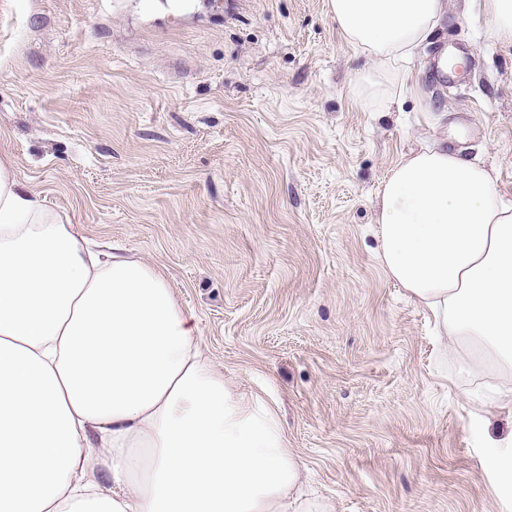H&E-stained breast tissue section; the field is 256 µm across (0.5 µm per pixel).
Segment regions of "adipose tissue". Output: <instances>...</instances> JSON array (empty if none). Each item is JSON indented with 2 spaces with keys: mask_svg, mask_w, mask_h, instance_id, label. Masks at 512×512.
Masks as SVG:
<instances>
[{
  "mask_svg": "<svg viewBox=\"0 0 512 512\" xmlns=\"http://www.w3.org/2000/svg\"><path fill=\"white\" fill-rule=\"evenodd\" d=\"M373 70L356 95L390 108L399 65L444 0H329ZM375 235L388 276L434 316L454 357L490 362L512 410V203L439 147L389 171ZM482 467L512 512V430L477 416ZM274 410L216 370L163 273L91 250L0 157V512H328Z\"/></svg>",
  "mask_w": 512,
  "mask_h": 512,
  "instance_id": "1",
  "label": "adipose tissue"
}]
</instances>
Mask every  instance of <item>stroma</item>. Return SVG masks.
Returning <instances> with one entry per match:
<instances>
[{
	"label": "stroma",
	"instance_id": "obj_1",
	"mask_svg": "<svg viewBox=\"0 0 512 512\" xmlns=\"http://www.w3.org/2000/svg\"><path fill=\"white\" fill-rule=\"evenodd\" d=\"M379 112L328 0H0V155L88 241L139 257L226 379L278 414L334 512H498L463 374L372 232L423 147L512 201V44L447 0ZM466 65L432 77L443 50Z\"/></svg>",
	"mask_w": 512,
	"mask_h": 512
}]
</instances>
